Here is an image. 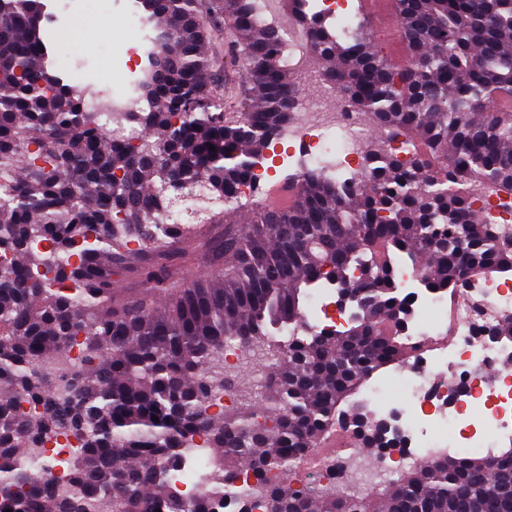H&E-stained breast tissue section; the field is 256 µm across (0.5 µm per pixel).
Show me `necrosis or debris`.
Returning a JSON list of instances; mask_svg holds the SVG:
<instances>
[{"label": "necrosis or debris", "mask_w": 512, "mask_h": 512, "mask_svg": "<svg viewBox=\"0 0 512 512\" xmlns=\"http://www.w3.org/2000/svg\"><path fill=\"white\" fill-rule=\"evenodd\" d=\"M127 23L137 34L126 49L127 76L110 88L113 103L120 107L135 101L131 77L146 59L142 19L131 10ZM282 31L287 65L302 83L298 111L274 143L270 164L257 165L254 181L238 189L240 200L290 166L340 179L356 173L371 134L336 91L319 80L295 23H283ZM395 275L402 294L413 298L405 335L414 352L392 377L403 400L394 408L381 404L384 388L375 384L367 387L363 402L375 410L376 420L389 422L398 432L406 453L396 463L385 451L369 456L357 438L347 436L343 447L309 451L310 470L321 485L377 482L395 468L412 466L418 454L441 448L453 455L493 457L512 440V340L494 334L501 321L512 317V278L470 282L447 295L423 288L413 267L397 265ZM308 312L320 331L346 324L353 310L337 307L330 289L323 288L313 291Z\"/></svg>", "instance_id": "obj_1"}]
</instances>
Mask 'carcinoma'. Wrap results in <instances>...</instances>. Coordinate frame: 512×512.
Returning a JSON list of instances; mask_svg holds the SVG:
<instances>
[{
	"mask_svg": "<svg viewBox=\"0 0 512 512\" xmlns=\"http://www.w3.org/2000/svg\"><path fill=\"white\" fill-rule=\"evenodd\" d=\"M294 2L322 80L343 82L373 129L368 179L353 190L297 175L287 209L252 208L224 226L213 207L250 180L299 93L283 33L258 0H136L154 30H172L154 44L141 106L120 112L144 131L136 143L111 142L98 112L112 103L98 96L88 110L51 69L44 0H0V512H157L161 492L169 512H209V491L188 497L172 484L199 435L219 450L214 477L250 472L263 487L262 505L244 512H512V449L429 454L358 490L287 491L267 478L335 426L387 447L358 395L412 355L398 258L424 267L433 291L512 275V232L475 207L512 199V0H397L400 59ZM227 16L252 90L236 117L208 89L205 45ZM186 185L204 189L194 210L210 223H166ZM190 254L207 276L185 275ZM126 273L134 292L113 288ZM326 283L348 289L357 312L320 333L305 304ZM295 329L303 336L262 365L270 387L209 413L229 384L224 346L266 356L270 338ZM70 344L81 367L55 387L47 365ZM62 435L73 440L69 474L42 484L54 461L41 448Z\"/></svg>",
	"mask_w": 512,
	"mask_h": 512,
	"instance_id": "cac0c4a2",
	"label": "carcinoma"
}]
</instances>
